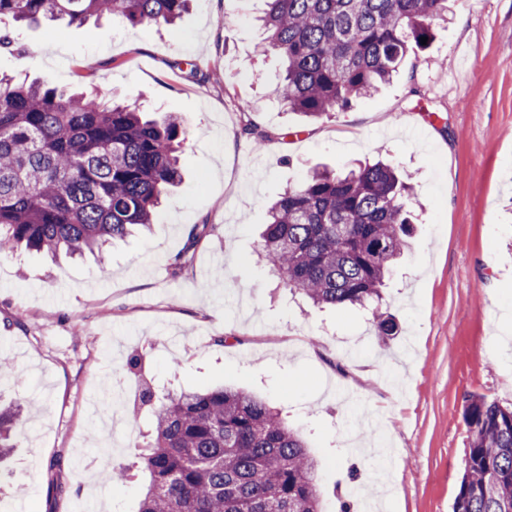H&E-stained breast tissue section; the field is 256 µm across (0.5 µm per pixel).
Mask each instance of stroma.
Returning a JSON list of instances; mask_svg holds the SVG:
<instances>
[{
    "label": "stroma",
    "mask_w": 512,
    "mask_h": 512,
    "mask_svg": "<svg viewBox=\"0 0 512 512\" xmlns=\"http://www.w3.org/2000/svg\"><path fill=\"white\" fill-rule=\"evenodd\" d=\"M225 8L193 0L149 28L0 21L24 46L0 53V74L175 114L184 131L182 181L107 264L0 259V354L13 363L0 407L25 427L0 497L11 512H137L143 477L104 474L134 461L149 420L128 417L151 381L241 387L281 410L319 462L323 512H452L465 397L512 407V0H448L430 47L390 84L314 122L275 95L262 0ZM248 120L277 139L246 140ZM380 156L413 184L415 218L382 291L398 323L385 337L371 312L313 305L259 255L288 186ZM195 224L213 230L173 273Z\"/></svg>",
    "instance_id": "obj_1"
}]
</instances>
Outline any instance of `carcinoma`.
Returning a JSON list of instances; mask_svg holds the SVG:
<instances>
[{"label": "carcinoma", "mask_w": 512, "mask_h": 512, "mask_svg": "<svg viewBox=\"0 0 512 512\" xmlns=\"http://www.w3.org/2000/svg\"><path fill=\"white\" fill-rule=\"evenodd\" d=\"M191 0H0V19L84 24L111 15L133 25H173ZM265 50L280 60L275 93L308 118L345 111L425 50L448 0H265ZM182 123L148 119L45 83L0 78V259L20 249L56 259L101 252L154 223L181 180ZM411 189L378 161L315 170L269 208L260 251L272 273L317 305L368 309L378 334L381 288L412 236ZM212 225L192 226L170 267L194 258ZM153 429L132 464L112 472L146 483L137 512H321L318 461L301 433L261 398L234 386L142 394ZM470 433L453 512H512V409L466 398ZM15 416L0 412V461L17 447Z\"/></svg>", "instance_id": "carcinoma-1"}]
</instances>
